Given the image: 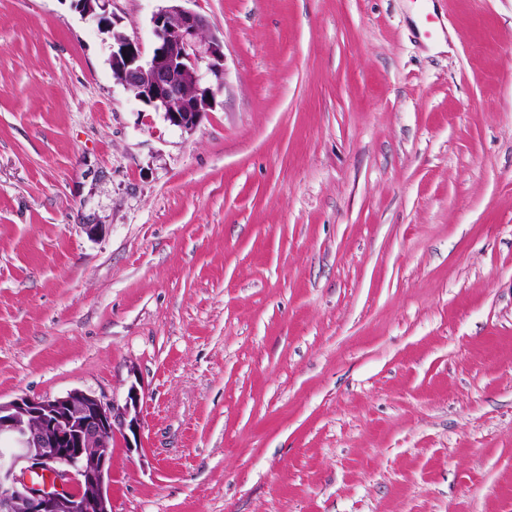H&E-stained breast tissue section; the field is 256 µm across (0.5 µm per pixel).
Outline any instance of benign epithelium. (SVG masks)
<instances>
[{
	"mask_svg": "<svg viewBox=\"0 0 512 512\" xmlns=\"http://www.w3.org/2000/svg\"><path fill=\"white\" fill-rule=\"evenodd\" d=\"M84 14L112 32V77L171 125L195 129L225 86L224 38L208 18L163 0L152 17L154 46L116 30L109 0H79ZM141 393L123 401L72 390L61 396L0 401V512H112V441L140 427Z\"/></svg>",
	"mask_w": 512,
	"mask_h": 512,
	"instance_id": "1",
	"label": "benign epithelium"
}]
</instances>
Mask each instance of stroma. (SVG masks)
Here are the masks:
<instances>
[{"instance_id": "obj_1", "label": "stroma", "mask_w": 512, "mask_h": 512, "mask_svg": "<svg viewBox=\"0 0 512 512\" xmlns=\"http://www.w3.org/2000/svg\"><path fill=\"white\" fill-rule=\"evenodd\" d=\"M188 6L184 131L0 0V400L137 384L113 512H512V0Z\"/></svg>"}]
</instances>
